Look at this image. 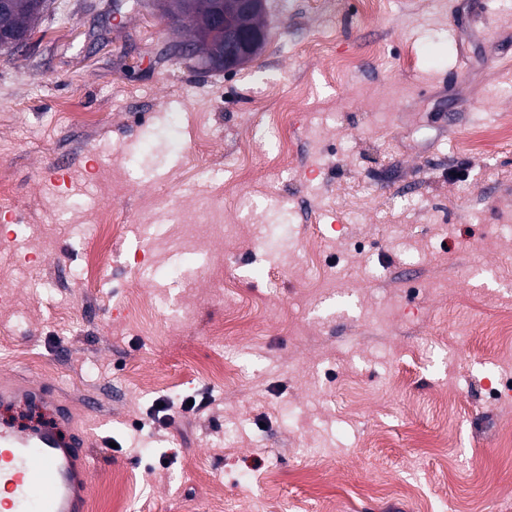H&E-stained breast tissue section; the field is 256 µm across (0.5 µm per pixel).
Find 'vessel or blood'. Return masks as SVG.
<instances>
[{"label": "vessel or blood", "mask_w": 512, "mask_h": 512, "mask_svg": "<svg viewBox=\"0 0 512 512\" xmlns=\"http://www.w3.org/2000/svg\"><path fill=\"white\" fill-rule=\"evenodd\" d=\"M33 397L53 400L58 424L24 432L0 427V507L5 512H86L93 464L86 435L79 431L63 438L57 430L71 424L70 408L50 385L0 379L1 406Z\"/></svg>", "instance_id": "1"}]
</instances>
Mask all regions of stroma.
Returning a JSON list of instances; mask_svg holds the SVG:
<instances>
[{"instance_id": "35a3bbf8", "label": "stroma", "mask_w": 512, "mask_h": 512, "mask_svg": "<svg viewBox=\"0 0 512 512\" xmlns=\"http://www.w3.org/2000/svg\"><path fill=\"white\" fill-rule=\"evenodd\" d=\"M264 20L261 53L229 72L171 56L183 37L154 0H52L26 45L0 52V346L15 353L0 374L55 385L91 432L90 512H210L202 473L236 512H323L330 496L339 512H420L423 495L431 512H512L497 444L512 407L496 398L512 363L495 362L491 330L512 310V139L474 147L512 113V0H382L370 16L363 0H265ZM273 89L302 100L278 136L254 108ZM118 157L133 160L131 180L100 195ZM226 158L259 188L247 211L190 170ZM59 160L66 181L45 183ZM100 206L123 222L111 266L85 288ZM287 208L295 235L262 250ZM352 209L362 223H348ZM312 234L324 250L305 265L292 252ZM159 255L174 270L169 308L123 309L145 285L134 266ZM178 307L193 312L179 329ZM223 348L242 376L207 384L193 367ZM143 375L211 403L149 423ZM448 385L450 411L433 399ZM283 402L301 427L280 422ZM436 435L446 448H430ZM307 445L335 468L298 455ZM163 453L172 465L146 470ZM115 473L133 479L121 501ZM389 475L408 494L371 495Z\"/></svg>"}]
</instances>
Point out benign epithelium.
Returning <instances> with one entry per match:
<instances>
[{"instance_id":"benign-epithelium-1","label":"benign epithelium","mask_w":512,"mask_h":512,"mask_svg":"<svg viewBox=\"0 0 512 512\" xmlns=\"http://www.w3.org/2000/svg\"><path fill=\"white\" fill-rule=\"evenodd\" d=\"M189 15L197 20V41L181 47V55L194 57L199 45H205L210 52L221 59L224 70L232 71L253 58L252 51L268 36L265 27H247L239 24L233 14H252L259 11L257 0H238L233 12L225 13L221 7L206 11L204 18H199L203 6L196 0H188Z\"/></svg>"}]
</instances>
